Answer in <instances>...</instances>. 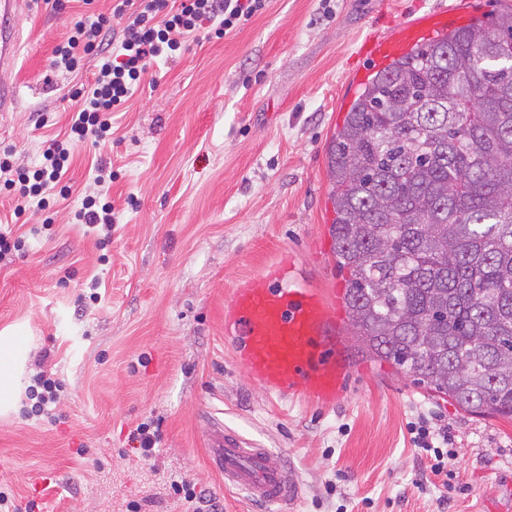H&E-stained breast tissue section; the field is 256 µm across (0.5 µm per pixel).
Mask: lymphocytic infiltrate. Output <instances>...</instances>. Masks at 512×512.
<instances>
[{
	"instance_id": "obj_1",
	"label": "lymphocytic infiltrate",
	"mask_w": 512,
	"mask_h": 512,
	"mask_svg": "<svg viewBox=\"0 0 512 512\" xmlns=\"http://www.w3.org/2000/svg\"><path fill=\"white\" fill-rule=\"evenodd\" d=\"M269 0H115L111 14L96 19L80 17L67 41L56 46L55 65L68 72L96 57L98 70L92 80L71 92L74 103L63 138H50L42 148V163L32 169L15 166L11 149L0 152V190L15 201L16 212L30 203L46 207L52 194L68 196L67 174L75 143L91 141L97 148L112 139V115L121 111L140 87L156 59H167L189 39L199 35L223 38L241 29L262 13ZM123 19L114 29L112 18ZM96 193L86 195L74 213L88 228L111 226L113 207L106 195L105 162L95 165Z\"/></svg>"
}]
</instances>
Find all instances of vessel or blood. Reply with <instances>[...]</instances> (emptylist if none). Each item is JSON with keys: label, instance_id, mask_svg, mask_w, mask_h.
<instances>
[{"label": "vessel or blood", "instance_id": "vessel-or-blood-1", "mask_svg": "<svg viewBox=\"0 0 512 512\" xmlns=\"http://www.w3.org/2000/svg\"><path fill=\"white\" fill-rule=\"evenodd\" d=\"M474 18L472 9L460 7L403 20L390 31L374 30L360 53L382 68L438 33L464 27ZM19 46L18 30L0 25V67L14 66ZM294 270L295 258L286 253L234 289L229 315L237 349L253 381L270 393L309 394L333 406L344 397L350 370L343 312L312 289L286 285ZM207 438L211 464L223 475L225 488L243 490L262 504H290L299 498L297 478L281 457L221 425Z\"/></svg>", "mask_w": 512, "mask_h": 512}]
</instances>
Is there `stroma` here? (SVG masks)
<instances>
[{
    "label": "stroma",
    "instance_id": "stroma-1",
    "mask_svg": "<svg viewBox=\"0 0 512 512\" xmlns=\"http://www.w3.org/2000/svg\"><path fill=\"white\" fill-rule=\"evenodd\" d=\"M456 2L271 0L244 29L151 66L111 146L79 144L69 171L78 190L95 157L112 164L106 247L73 223L77 191L19 215L0 194V219L26 241L0 261V334L11 340L0 369L13 379L0 404V512L31 501L35 512H185L175 479L204 493L201 512H496L512 501V420L461 410L353 339L340 405L278 397L237 359L225 316L233 289L284 252L335 301L347 275L327 158L356 95L349 78L368 64L358 43L374 23ZM18 19V58L0 70L18 93L0 112V148L30 168L95 67L52 69L70 11L31 0ZM41 367L63 384L51 418L30 416L25 395ZM426 414L454 453L447 479L423 483L410 426ZM215 421L287 457L299 500L265 505L225 488L205 446ZM141 424L160 434L149 458L133 438Z\"/></svg>",
    "mask_w": 512,
    "mask_h": 512
}]
</instances>
